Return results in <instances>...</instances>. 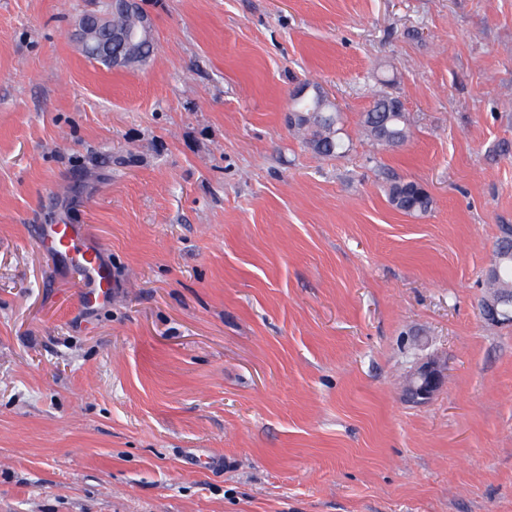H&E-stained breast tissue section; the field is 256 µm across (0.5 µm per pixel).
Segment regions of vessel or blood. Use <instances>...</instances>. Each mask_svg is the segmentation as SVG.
I'll use <instances>...</instances> for the list:
<instances>
[{"label": "vessel or blood", "instance_id": "obj_1", "mask_svg": "<svg viewBox=\"0 0 512 512\" xmlns=\"http://www.w3.org/2000/svg\"><path fill=\"white\" fill-rule=\"evenodd\" d=\"M48 250L65 260L81 277L79 299L88 305L112 299V279L103 264L100 250L92 245L81 226L76 224H43L37 229Z\"/></svg>", "mask_w": 512, "mask_h": 512}]
</instances>
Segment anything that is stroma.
<instances>
[{
    "label": "stroma",
    "instance_id": "obj_1",
    "mask_svg": "<svg viewBox=\"0 0 512 512\" xmlns=\"http://www.w3.org/2000/svg\"><path fill=\"white\" fill-rule=\"evenodd\" d=\"M97 2L0 0V512H512V324L480 312L512 0H138L132 68L82 54ZM308 83L344 154L292 127ZM379 94L403 146L365 133ZM63 223L109 303L35 232ZM386 191L390 203L407 214H425L431 209L429 194L415 181L390 180ZM38 236L56 257L65 260L81 277L79 300L88 305L112 299V279L100 250L92 245L78 224H41ZM439 378L440 370L433 366L424 367L416 377L410 379L409 390L417 398H427L436 389Z\"/></svg>",
    "mask_w": 512,
    "mask_h": 512
}]
</instances>
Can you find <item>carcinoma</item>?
<instances>
[{"mask_svg": "<svg viewBox=\"0 0 512 512\" xmlns=\"http://www.w3.org/2000/svg\"><path fill=\"white\" fill-rule=\"evenodd\" d=\"M111 23L117 29H137L140 15L114 7ZM154 51V42H141L125 65H140ZM391 102V98L381 96L363 114V125L368 136L380 144H402L410 137L407 112L402 107L392 110ZM292 108L299 112L296 127L304 135L305 143L312 146L314 153L331 157L344 149V140L340 136V113L334 110L333 104L327 102L319 87H311L305 97L292 101ZM386 191L390 203L407 214H425L431 209L429 194L415 181L393 179L389 181Z\"/></svg>", "mask_w": 512, "mask_h": 512, "instance_id": "carcinoma-1", "label": "carcinoma"}]
</instances>
